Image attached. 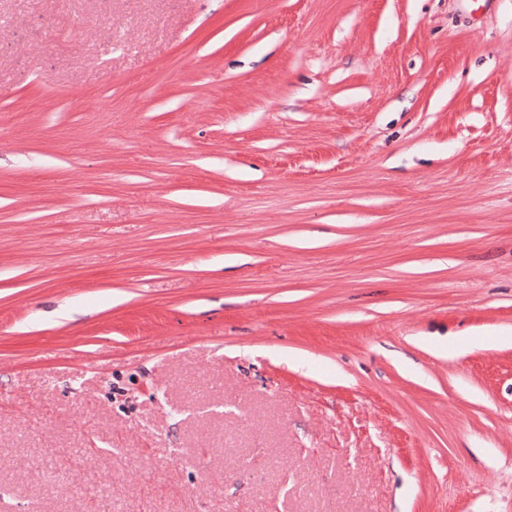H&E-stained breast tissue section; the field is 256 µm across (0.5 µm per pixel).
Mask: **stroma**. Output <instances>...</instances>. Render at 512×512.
Here are the masks:
<instances>
[{
    "mask_svg": "<svg viewBox=\"0 0 512 512\" xmlns=\"http://www.w3.org/2000/svg\"><path fill=\"white\" fill-rule=\"evenodd\" d=\"M272 503L512 512V0H0V512Z\"/></svg>",
    "mask_w": 512,
    "mask_h": 512,
    "instance_id": "stroma-1",
    "label": "stroma"
}]
</instances>
